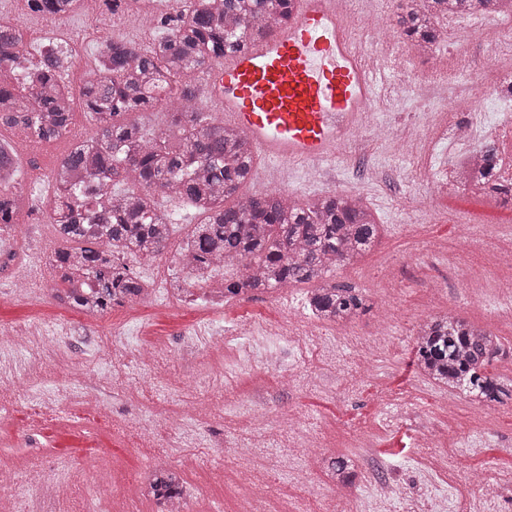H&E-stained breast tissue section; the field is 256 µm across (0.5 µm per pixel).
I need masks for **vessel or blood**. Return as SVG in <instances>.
<instances>
[{"mask_svg":"<svg viewBox=\"0 0 512 512\" xmlns=\"http://www.w3.org/2000/svg\"><path fill=\"white\" fill-rule=\"evenodd\" d=\"M287 32L230 54L203 74L210 111L242 128L265 160L267 178L294 163L336 157L372 111L383 65H368L372 38L355 42L338 0H297Z\"/></svg>","mask_w":512,"mask_h":512,"instance_id":"1","label":"vessel or blood"}]
</instances>
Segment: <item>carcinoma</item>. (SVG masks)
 Returning a JSON list of instances; mask_svg holds the SVG:
<instances>
[{
	"label": "carcinoma",
	"instance_id": "obj_1",
	"mask_svg": "<svg viewBox=\"0 0 512 512\" xmlns=\"http://www.w3.org/2000/svg\"><path fill=\"white\" fill-rule=\"evenodd\" d=\"M78 0H29L49 20L76 12ZM295 0H179L176 15L161 21L152 47L102 36L103 48L81 90L94 137L72 140L54 169L48 219L58 243L50 265L70 307L101 314L147 296L126 264L112 259L119 249L134 257L163 253L176 221L161 201L175 200L205 216L194 225L182 251L191 267L201 260L231 273L221 288L226 298H252L311 281L307 306L324 323L348 324L367 313L365 295L334 279L337 269L372 248L380 224L354 195L325 194L305 203L279 191L239 195L252 180L256 156L247 134L218 122L199 107L198 75L227 54L288 28ZM481 12H512V0H402L395 31L426 53L442 36L440 19ZM21 34L0 23V62L21 78L0 82V128L25 139L51 142L71 133L73 112L60 85L72 64L69 42H48L38 61L26 58ZM181 107L168 113V128L155 134L127 121L134 112L162 101ZM476 189L512 202V183L495 176L496 143L475 156ZM0 235L13 232L23 195L15 190L18 170L12 146L0 142ZM502 351L500 338L460 317L444 313L419 324L417 367L433 383L458 390L478 404L512 401V376L490 372ZM339 490L357 477L348 455L324 459ZM161 512L184 499L183 473L156 470L143 482Z\"/></svg>",
	"mask_w": 512,
	"mask_h": 512
}]
</instances>
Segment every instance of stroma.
<instances>
[{"instance_id": "35a3bbf8", "label": "stroma", "mask_w": 512, "mask_h": 512, "mask_svg": "<svg viewBox=\"0 0 512 512\" xmlns=\"http://www.w3.org/2000/svg\"><path fill=\"white\" fill-rule=\"evenodd\" d=\"M398 3L373 0L366 8L361 0H347L353 40L374 27L393 30ZM172 11L169 0H154L150 13H119L112 37L149 47L161 34L160 18ZM0 20L29 35L34 60L48 37L77 34L76 48L87 61L102 47L89 20L70 15L49 22L25 0H0ZM504 21V16L488 14L473 22L445 19L443 41L425 55L396 42L387 54L391 77L382 99L361 117L336 169L313 179L301 164L289 168L281 181L301 201L329 193L358 196L382 226L375 246L336 272L337 282L363 291L371 306L357 319L358 331L368 339L384 327L390 333L386 353L359 366L346 345L328 358L324 346L342 329L312 325L294 306V298L307 289L303 283L284 295L272 292L243 303L229 301L218 316L210 315L209 299L198 292L173 304L149 297L89 315L53 300L52 281L18 290L16 272L30 268L54 241L45 205L52 191L49 175L70 143L61 138L40 144L37 154L19 156L18 186L31 213L16 237L0 240V255L8 259L0 267V336L28 325L39 327L46 350L61 348L65 361L52 367L36 353L0 343V461L19 470L38 467L48 477L61 478L68 488L61 512H89L96 486L104 487L105 499L125 501L132 478L156 454H167L173 462L187 455L194 461L186 473L195 492L187 502L189 512H233L232 485L249 483L247 459L254 439L249 411L259 408L273 415L286 410L299 415L302 431L321 443L325 456L365 445L364 469L351 500L326 496L313 452L292 447L287 432H279L275 447L262 458L269 485L266 494L256 497L253 512H271L284 496L295 512H347L354 504L362 512H466L462 487L469 478L495 490L480 504V512H512V402L479 406L461 394L453 408H445V392L421 378L413 363L418 323L443 311L512 341V294L495 288L496 281L512 276V268L494 266L488 247L468 245L465 225L469 217L512 225V204L453 181L433 182L426 157L396 155L389 149L391 135L424 130L449 91H477L512 77V45L498 39ZM446 65L462 67L465 79L444 74ZM404 82L419 86V93L403 94ZM422 198L429 201L424 210L417 206ZM447 248L458 252L481 288L456 278L443 257ZM251 316L316 329L325 343L301 355L286 350L279 370L190 349L201 322H211L214 337L221 339L228 327ZM153 347L160 348L161 361L179 356L181 383L193 382L204 371L213 375L206 390L223 404L222 419L204 426L167 420L176 399L163 379L140 399L127 397L141 372L138 352ZM70 360L95 364L104 384L100 404H83L66 366ZM286 368L300 376V384L283 381ZM17 387L25 388V399L14 398ZM72 420L84 424L81 445L52 444L36 432L38 426L60 427ZM433 430L440 433L448 474L430 480L421 462L424 438ZM91 458L99 466L93 477L86 469ZM386 480L396 484L397 493L383 504L379 498Z\"/></svg>"}]
</instances>
